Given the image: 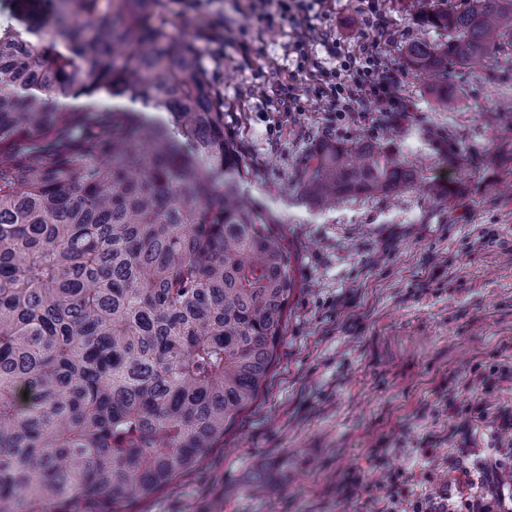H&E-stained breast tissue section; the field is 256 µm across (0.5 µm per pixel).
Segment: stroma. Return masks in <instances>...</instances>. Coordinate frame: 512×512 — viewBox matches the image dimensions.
Returning a JSON list of instances; mask_svg holds the SVG:
<instances>
[{"instance_id":"stroma-1","label":"stroma","mask_w":512,"mask_h":512,"mask_svg":"<svg viewBox=\"0 0 512 512\" xmlns=\"http://www.w3.org/2000/svg\"><path fill=\"white\" fill-rule=\"evenodd\" d=\"M409 0H384L401 36L383 47L399 80L398 112H338L304 94L278 111L258 83L288 74L287 33L255 34L205 52L224 105V130L254 175L247 194L277 213L297 251L299 286L280 361L223 447L128 512H378L372 489L401 472L411 499L455 489L463 447L496 457L512 432L493 415L512 408V65L489 55L468 70L463 110L436 111L407 70L403 42L443 41L421 29ZM357 0H332L322 19L342 47L362 52ZM230 0H164L162 18L201 32ZM395 151L423 179L323 211L297 204L299 175L321 137ZM271 479L268 497L249 488Z\"/></svg>"}]
</instances>
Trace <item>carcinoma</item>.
<instances>
[{
  "label": "carcinoma",
  "instance_id": "carcinoma-1",
  "mask_svg": "<svg viewBox=\"0 0 512 512\" xmlns=\"http://www.w3.org/2000/svg\"><path fill=\"white\" fill-rule=\"evenodd\" d=\"M161 2L0 14V512L162 491L224 447L279 361L296 250L244 200L250 161ZM410 2L447 39L405 43V63L456 112L463 68L512 51V0ZM421 179L399 154L322 139L300 201Z\"/></svg>",
  "mask_w": 512,
  "mask_h": 512
}]
</instances>
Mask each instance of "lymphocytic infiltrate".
<instances>
[{"instance_id": "f902f5d3", "label": "lymphocytic infiltrate", "mask_w": 512, "mask_h": 512, "mask_svg": "<svg viewBox=\"0 0 512 512\" xmlns=\"http://www.w3.org/2000/svg\"><path fill=\"white\" fill-rule=\"evenodd\" d=\"M328 0H239L236 12L240 24L225 22L223 31H212V41H231L245 37L253 23L262 24L265 31L277 30L288 22L292 35L295 65L307 71L317 96L335 103L337 111L358 112L364 106L375 105L390 111L397 101L391 88L393 80L382 65L376 50L360 54L342 51L331 35L313 22L315 7ZM319 45L323 57H312L308 48ZM454 465L469 479L467 492H451L446 498H425L413 502V512H512V499L506 498L499 484L502 468L498 460H486L472 467L467 456H458Z\"/></svg>"}]
</instances>
